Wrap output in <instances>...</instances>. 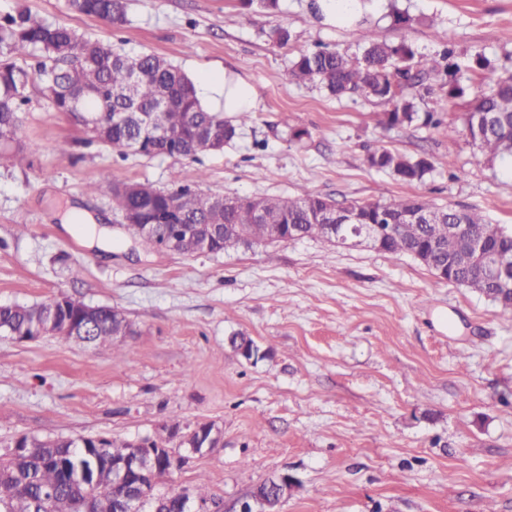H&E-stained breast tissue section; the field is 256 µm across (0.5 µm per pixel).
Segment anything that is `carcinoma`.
Returning <instances> with one entry per match:
<instances>
[{
  "mask_svg": "<svg viewBox=\"0 0 512 512\" xmlns=\"http://www.w3.org/2000/svg\"><path fill=\"white\" fill-rule=\"evenodd\" d=\"M69 9L75 13L95 16L113 25L126 21L127 0H68ZM96 41L78 35L62 24H49L37 19L26 8L0 17V137L4 142L0 150L7 152L19 128V114L29 102L28 88L34 83L41 85L55 112L71 111L72 97L92 91L96 97L85 101L89 112L97 110L102 96L112 97L114 112H154L159 92L165 91L173 105L160 111L159 121L177 137L168 141L148 138L147 130L132 121L116 127L97 143L126 158L131 154L153 157L167 155L184 158L193 153V160L209 153L206 143L191 148L194 133L188 124L189 113H195L200 123L224 133V142L234 141L239 129L252 118V113L241 112L231 120L224 119V112L204 106L197 95L194 82L166 59L144 52L137 56H125L114 49L100 52ZM42 53L43 60L33 67L16 63L15 58ZM451 57L445 50L440 58H416L415 50L406 44L388 45L365 35L361 57L353 59L337 50L322 48L300 54L292 63L290 78L299 84H315L336 97L360 94L371 97L389 107L385 124L390 127L423 119V124L441 127L440 119L428 113L420 117L417 109V92H445L449 99L462 98L468 87L453 79L451 64L442 61ZM139 72V81L132 94L127 87L133 71ZM490 112L506 120L512 119V72L499 75L486 90H479L470 109V118L464 131H473L475 115ZM474 145L481 155L493 162L512 157V127L503 125L483 136L472 135ZM368 162L376 170L394 174L408 183L420 182L434 169L426 155L407 156L389 149L369 152ZM142 192L131 195L107 179L90 185L95 194L112 196L115 210L124 214L141 210L151 214V219L163 224L167 201L174 196L179 202L184 222L210 224L224 231V240L217 248H250L260 242H273L268 224L251 222L247 212L253 206L248 200L240 203L237 212H229L213 203L214 196L189 184H176L171 189L141 184ZM317 195L303 192L293 198L261 197L259 204L265 214L281 224H294L305 237L327 240L324 233L310 224L307 207ZM360 213L367 224L380 223L382 211L391 213L415 210L441 211L444 220L434 224H404L395 233L386 236L385 253L397 256L411 254L418 246L434 241V268L447 263L453 267L450 282L472 288L484 295L496 291L491 278L476 267L464 239L448 233V225L454 223L457 212L463 221L472 225L473 231L486 242L512 252V230L488 221L472 209L458 210L439 207L421 196L400 198L389 203L364 202L359 204ZM45 304L0 306V335L12 332L19 336L37 333L35 321L41 318ZM121 332L113 325L112 309L101 306L85 341L96 346L116 344ZM90 461L84 448L72 440L58 439L53 443L36 442L29 454L0 455V512H76L78 501L87 496L112 502V484L109 474H102L93 483L86 478Z\"/></svg>",
  "mask_w": 512,
  "mask_h": 512,
  "instance_id": "obj_1",
  "label": "carcinoma"
}]
</instances>
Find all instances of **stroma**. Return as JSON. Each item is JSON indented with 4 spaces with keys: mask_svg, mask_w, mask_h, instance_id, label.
<instances>
[{
    "mask_svg": "<svg viewBox=\"0 0 512 512\" xmlns=\"http://www.w3.org/2000/svg\"><path fill=\"white\" fill-rule=\"evenodd\" d=\"M26 7L131 56L166 58L212 106L209 73L231 69L255 88L252 122L223 151L190 162L126 158L53 111L39 86L20 114L27 161L0 160V305L66 295L127 318L119 349L44 336L0 335V442L166 435L208 422L220 435L161 490L198 484L240 512L256 485L286 473L281 512H512V318L483 294L437 278L410 256L347 249L318 238L184 256L149 248L90 183L173 177L206 193L340 202L421 196L473 208L512 228V160H487L469 137L449 145L416 121L387 127L385 107L338 99L289 78L295 56L321 47L355 56L364 31L424 57L443 47L458 77L475 53L486 78L512 69V0H355L353 24L335 0H129L112 26L67 0H0ZM409 23L395 24L394 11ZM289 43L272 38L275 28ZM70 141L68 153L56 146ZM380 147L429 155L434 170L405 183L368 168ZM73 207L111 230L91 242L62 223ZM259 349L245 358L231 336Z\"/></svg>",
    "mask_w": 512,
    "mask_h": 512,
    "instance_id": "1",
    "label": "stroma"
}]
</instances>
